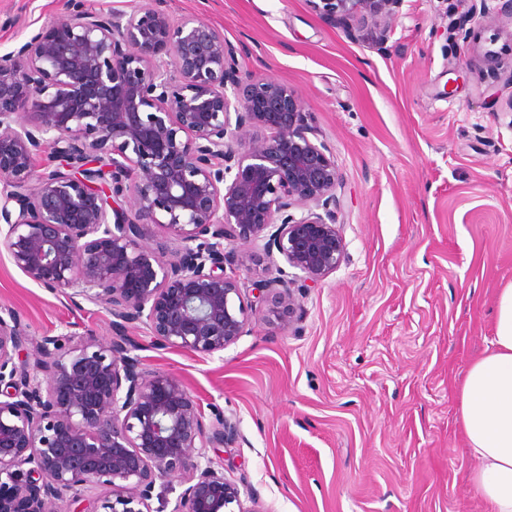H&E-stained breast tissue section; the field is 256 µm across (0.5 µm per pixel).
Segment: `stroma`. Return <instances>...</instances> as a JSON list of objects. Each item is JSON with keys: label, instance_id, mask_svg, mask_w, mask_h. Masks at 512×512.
<instances>
[{"label": "stroma", "instance_id": "obj_1", "mask_svg": "<svg viewBox=\"0 0 512 512\" xmlns=\"http://www.w3.org/2000/svg\"><path fill=\"white\" fill-rule=\"evenodd\" d=\"M238 48L239 70L288 85L336 153L346 258L306 292L302 317L257 311L211 356L151 349L201 408L236 421L217 469L262 512H490L458 387L493 334L512 283V21L470 22L463 0H405L387 53L347 37L311 0H167ZM62 0H0V57L56 19ZM456 92H449L450 79ZM0 307L32 339H108L101 304L76 308L0 252Z\"/></svg>", "mask_w": 512, "mask_h": 512}]
</instances>
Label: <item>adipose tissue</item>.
Here are the masks:
<instances>
[{
    "label": "adipose tissue",
    "instance_id": "adipose-tissue-1",
    "mask_svg": "<svg viewBox=\"0 0 512 512\" xmlns=\"http://www.w3.org/2000/svg\"><path fill=\"white\" fill-rule=\"evenodd\" d=\"M459 417L478 461L471 488L492 512H512V284L499 291L490 350L464 374Z\"/></svg>",
    "mask_w": 512,
    "mask_h": 512
}]
</instances>
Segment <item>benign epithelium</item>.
<instances>
[{
    "label": "benign epithelium",
    "mask_w": 512,
    "mask_h": 512,
    "mask_svg": "<svg viewBox=\"0 0 512 512\" xmlns=\"http://www.w3.org/2000/svg\"><path fill=\"white\" fill-rule=\"evenodd\" d=\"M323 19L355 33L366 21L381 52L405 0H319ZM467 17L512 20V0ZM164 0L130 12H65L0 58V251L74 306L105 305L112 336L68 348L32 342L0 308V512H154L156 481L187 475L171 512H261L214 466L236 422L199 405L177 376L142 367L130 325L158 349L212 355L246 335L253 308L279 324L299 296L336 271L342 178L300 98L272 78L241 75L236 49ZM50 151L59 166L37 169ZM127 196L130 209L118 200ZM155 226L179 244L145 241ZM267 264L244 283L226 266ZM294 272H288V269ZM103 488V501L82 494Z\"/></svg>",
    "instance_id": "1"
}]
</instances>
